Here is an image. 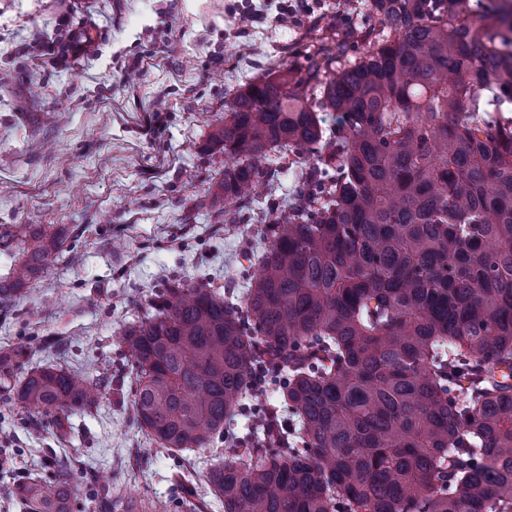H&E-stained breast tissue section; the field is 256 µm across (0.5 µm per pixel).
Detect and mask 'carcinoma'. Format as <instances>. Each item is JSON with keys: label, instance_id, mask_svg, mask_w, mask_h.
<instances>
[{"label": "carcinoma", "instance_id": "cac0c4a2", "mask_svg": "<svg viewBox=\"0 0 512 512\" xmlns=\"http://www.w3.org/2000/svg\"><path fill=\"white\" fill-rule=\"evenodd\" d=\"M359 53L333 38L224 102L214 198L239 224L270 152L300 171L266 204L269 244L233 300L178 284L121 336L134 417L172 453L205 448L254 394L264 346L288 428L205 476L224 512H512V15L483 0H364ZM340 122L323 126L319 113ZM60 241L38 237L0 303ZM106 381L46 366L17 401L56 419ZM53 481L10 488L27 512H72Z\"/></svg>", "mask_w": 512, "mask_h": 512}]
</instances>
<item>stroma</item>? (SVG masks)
<instances>
[{"instance_id": "stroma-1", "label": "stroma", "mask_w": 512, "mask_h": 512, "mask_svg": "<svg viewBox=\"0 0 512 512\" xmlns=\"http://www.w3.org/2000/svg\"><path fill=\"white\" fill-rule=\"evenodd\" d=\"M0 0V277L62 236L46 269L0 303V512H24L11 483L70 459L72 512L151 500L165 512H224L204 483L231 459L157 449L134 418L133 360L119 337L179 281L244 290L264 247L256 224H228L213 186L210 134L224 101L347 22V0ZM57 365L112 380L96 409L30 417L14 401L27 373Z\"/></svg>"}]
</instances>
